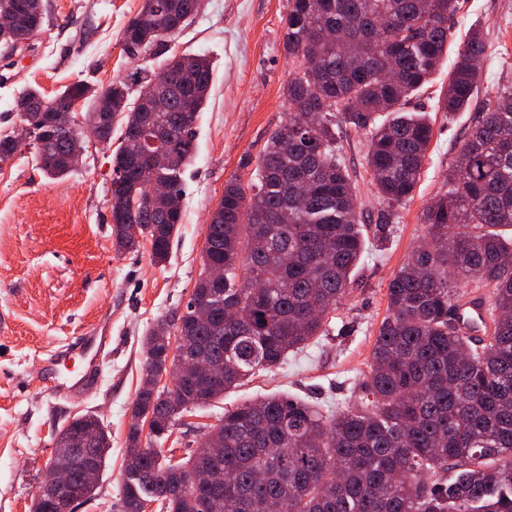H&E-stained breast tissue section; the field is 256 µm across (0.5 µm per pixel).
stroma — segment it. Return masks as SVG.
<instances>
[{"mask_svg":"<svg viewBox=\"0 0 512 512\" xmlns=\"http://www.w3.org/2000/svg\"><path fill=\"white\" fill-rule=\"evenodd\" d=\"M41 31L26 51L6 55L12 78L0 86V133L18 123L14 102L22 88L54 96L83 80L96 89L136 69L158 67L161 55L129 54L121 30L142 0H47ZM287 0H205L201 14L167 53L208 56L210 97L196 129V157L184 174L182 222L168 263L155 265L149 244L119 252L112 245L108 150L95 148L66 178L47 179L31 151L0 165V512H30L43 470L55 452V431L78 412H94L112 448L93 499L74 512H119L132 404L143 382L146 331L161 317L182 313L202 270L208 217L230 178L249 181L270 134L288 115L283 89L295 71L282 38ZM486 37L479 93L464 111L448 115L438 100L448 86L457 51L473 26ZM448 52L407 107L433 126L421 179L411 198L381 204L367 165V137L341 135L342 155L357 186L365 248L354 285L332 312L322 336L225 392L176 423L159 443L181 459L206 426L225 411L272 393H285L337 412L360 397L358 379L388 314L390 279L426 233L423 210L448 189V174L478 112L498 93L512 91V0H457L449 20ZM385 240H378L380 221ZM109 343L94 364L74 357L50 366V355L95 327ZM92 370L93 386L65 398L54 377Z\"/></svg>","mask_w":512,"mask_h":512,"instance_id":"stroma-1","label":"stroma"}]
</instances>
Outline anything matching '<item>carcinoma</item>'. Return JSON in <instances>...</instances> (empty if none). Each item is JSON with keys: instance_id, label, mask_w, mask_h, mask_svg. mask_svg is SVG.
Segmentation results:
<instances>
[{"instance_id": "cac0c4a2", "label": "carcinoma", "mask_w": 512, "mask_h": 512, "mask_svg": "<svg viewBox=\"0 0 512 512\" xmlns=\"http://www.w3.org/2000/svg\"><path fill=\"white\" fill-rule=\"evenodd\" d=\"M456 0H288L283 46L298 62L284 88L288 119L270 135L246 184L231 178L208 224L202 266L224 267V283L196 282L181 314L159 318L143 343L155 371L166 367L171 339L183 354L174 388H142L132 406L121 512H512V92L478 113L448 178V191L423 212L426 235L388 287L389 315L376 336L370 370L361 378L359 404L336 414L301 399L272 394L224 412L185 461L142 453L141 422L150 436H166L182 414L199 409L260 370L281 364L288 352L323 333L331 312L352 290L364 249L357 188L337 129L368 138L367 164L378 195L392 208L420 181L433 128L426 115L406 110L448 52V19ZM197 0H143L121 39L152 54L195 21ZM0 47L15 53L20 37L39 31L44 0H0ZM485 45L471 30L459 48L439 108H468L478 92ZM213 69L206 56H169L156 74L115 78L98 92L82 81L48 98L23 89L15 108L33 126L30 144L42 173L62 178L69 145L88 135L112 145V244L118 251L146 241L152 261L167 262L182 215L167 196H147L148 177L135 161L153 125L173 130L163 168L171 193L182 197L185 168L195 155L194 128L207 101ZM167 95L165 112L144 97ZM112 101L102 121L97 100ZM90 104L85 125H62L56 114L73 99ZM395 118L378 125L375 115ZM19 150L0 135V163ZM486 307L484 336L459 328V302L472 293ZM211 307L199 321L196 309ZM224 363V376L200 379L192 360L201 350ZM93 432L86 447L102 471L111 439L90 413L68 417L61 439ZM218 476L211 506L183 490L189 472ZM74 467L72 490L91 498L97 483Z\"/></svg>"}]
</instances>
